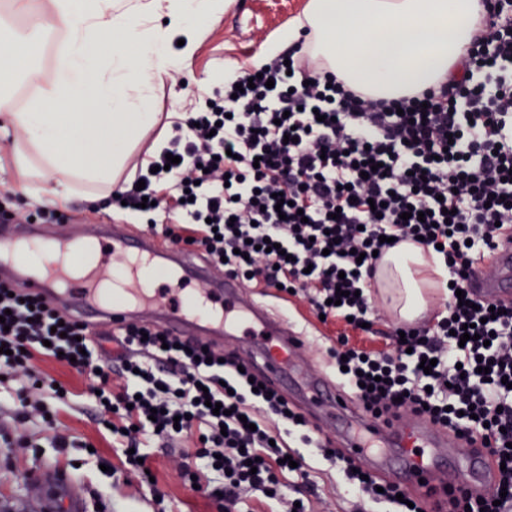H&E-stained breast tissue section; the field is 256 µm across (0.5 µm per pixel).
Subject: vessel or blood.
I'll list each match as a JSON object with an SVG mask.
<instances>
[{
    "label": "vessel or blood",
    "mask_w": 512,
    "mask_h": 512,
    "mask_svg": "<svg viewBox=\"0 0 512 512\" xmlns=\"http://www.w3.org/2000/svg\"><path fill=\"white\" fill-rule=\"evenodd\" d=\"M74 239L55 240L36 224L0 225V281L17 283L96 326L154 321L176 336L220 346L225 336L252 335L244 358L273 384L289 372L301 374V400L321 435L337 440L347 455L383 479L419 489L443 503L449 488H482L495 479L497 461L487 449H473L431 422L412 417L406 431L376 417L326 376L301 370L307 345L301 330L239 289L228 277L212 288H192L207 271L203 258L163 247L150 235L114 233L100 226L82 237L95 260L76 270L67 262ZM49 255L36 265L31 255ZM499 279L471 286L483 298L512 302V242L493 250Z\"/></svg>",
    "instance_id": "vessel-or-blood-1"
}]
</instances>
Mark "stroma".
<instances>
[{
  "label": "stroma",
  "instance_id": "obj_1",
  "mask_svg": "<svg viewBox=\"0 0 512 512\" xmlns=\"http://www.w3.org/2000/svg\"><path fill=\"white\" fill-rule=\"evenodd\" d=\"M307 2L229 0L222 12L212 16L186 68L156 86L153 110L157 121L133 139L121 183L131 185L154 141L167 135L171 113L185 111L212 94L226 71L251 70L268 40L298 24ZM5 193L11 194L13 208L33 213L39 207L38 201L20 187L11 140L0 137V195ZM54 208L70 216L69 221L49 225V233L55 235L82 232L91 224L142 225L138 215L103 201H88L80 194L68 202L55 203ZM242 290L303 329L308 338L305 355L310 371L335 377L327 350L342 331V324L321 323L303 295L291 296L247 281ZM369 293L376 331L354 332L350 339L358 347L381 351L389 345L385 333L395 318L378 288H370ZM38 367L67 384L73 395L64 403L46 399L48 412L55 418L50 428L42 414L34 411L26 419H18L17 386L10 380L0 382V512H61L75 492L84 497L86 512H218L207 492L193 490L181 476L177 449L150 442L147 452L156 485H148L130 470L122 449L113 446L108 431L96 418L95 401L89 394L92 376L71 372L49 360L39 362ZM70 430L93 442L95 452L56 447L54 434ZM317 481L314 512H353L354 500L345 493L335 471H321Z\"/></svg>",
  "mask_w": 512,
  "mask_h": 512
}]
</instances>
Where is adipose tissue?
I'll use <instances>...</instances> for the list:
<instances>
[{
	"label": "adipose tissue",
	"instance_id": "obj_1",
	"mask_svg": "<svg viewBox=\"0 0 512 512\" xmlns=\"http://www.w3.org/2000/svg\"><path fill=\"white\" fill-rule=\"evenodd\" d=\"M224 0H46L44 18L64 41L34 98L14 111L0 95V131L19 128L21 180L40 195L70 199L80 180L113 194L114 169L155 120L153 91L183 69L203 26ZM485 15L483 0H308L305 23L322 67L373 99L396 100L456 72ZM181 39L180 51L168 48ZM114 41L116 51L106 48ZM422 246L392 249L375 277L395 289L401 318L419 316L423 290L443 275Z\"/></svg>",
	"mask_w": 512,
	"mask_h": 512
}]
</instances>
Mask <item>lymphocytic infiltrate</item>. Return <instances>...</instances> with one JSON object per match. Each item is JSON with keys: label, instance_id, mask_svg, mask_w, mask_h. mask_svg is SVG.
I'll list each match as a JSON object with an SVG mask.
<instances>
[{"label": "lymphocytic infiltrate", "instance_id": "f902f5d3", "mask_svg": "<svg viewBox=\"0 0 512 512\" xmlns=\"http://www.w3.org/2000/svg\"><path fill=\"white\" fill-rule=\"evenodd\" d=\"M487 4L495 31L473 40L463 75L408 98L365 99L295 56L271 59L255 80L224 75L219 97L175 123L166 154L152 160L156 172L140 175L144 189L112 197L116 206L152 200L151 229L175 245L224 261L232 277L304 293L316 314L356 330L369 320L364 290L375 253L415 239L437 252L456 292L432 327L403 325L406 341L382 353L341 336L328 353L366 410H411L505 463L490 491L462 492L448 512H512V304L491 316L489 302L471 308L468 289L479 257L512 237V0ZM171 154L177 164H168ZM374 161L381 170L372 171ZM23 296L0 284V376L19 381L20 408L37 410L59 391L36 362L84 372L91 331ZM466 324L475 336L463 342ZM114 341L117 364L98 376L97 408L138 474L147 470L136 455L145 442L186 437L183 477L207 488L221 476L224 512L253 491L270 492L280 512H308L284 490L289 472L317 489L312 466L288 449L292 437L343 475L360 512L381 503L426 512L413 491L354 473V461L316 436L280 392L254 389L253 366L140 324L115 329ZM425 358L434 362L428 374Z\"/></svg>", "mask_w": 512, "mask_h": 512}]
</instances>
